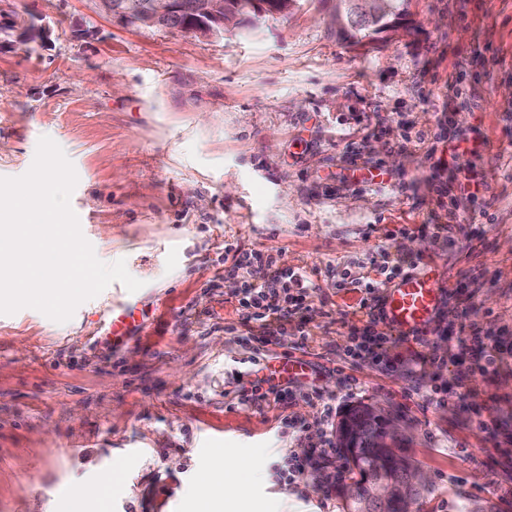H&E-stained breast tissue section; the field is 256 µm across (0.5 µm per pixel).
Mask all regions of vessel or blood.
Wrapping results in <instances>:
<instances>
[{"instance_id": "obj_1", "label": "vessel or blood", "mask_w": 512, "mask_h": 512, "mask_svg": "<svg viewBox=\"0 0 512 512\" xmlns=\"http://www.w3.org/2000/svg\"><path fill=\"white\" fill-rule=\"evenodd\" d=\"M441 299V278L436 265L430 263L385 289L378 303L377 314L394 334L417 336L430 326ZM136 327L134 306L113 312V340H124Z\"/></svg>"}]
</instances>
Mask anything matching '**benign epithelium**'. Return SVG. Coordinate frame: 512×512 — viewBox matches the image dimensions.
Masks as SVG:
<instances>
[{
    "label": "benign epithelium",
    "instance_id": "1",
    "mask_svg": "<svg viewBox=\"0 0 512 512\" xmlns=\"http://www.w3.org/2000/svg\"><path fill=\"white\" fill-rule=\"evenodd\" d=\"M351 5L363 18L388 26L397 21L390 0H352ZM183 10L182 0H144L138 23L161 27ZM192 12L200 32L208 36H222L245 24L258 28L282 15L268 0H237L233 5L224 0H196ZM365 422L382 424L375 439L376 454L366 462L354 450ZM409 437L401 417L377 401L352 405L340 414L335 426L336 445L347 453L355 470L367 474V492L363 495L350 481L336 486L346 512H380V507L391 501L399 502L402 512H416V501L428 486L429 477L407 452Z\"/></svg>",
    "mask_w": 512,
    "mask_h": 512
}]
</instances>
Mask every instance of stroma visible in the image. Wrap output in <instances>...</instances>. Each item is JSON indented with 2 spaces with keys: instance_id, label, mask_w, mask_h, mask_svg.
I'll list each match as a JSON object with an SVG mask.
<instances>
[{
  "instance_id": "obj_1",
  "label": "stroma",
  "mask_w": 512,
  "mask_h": 512,
  "mask_svg": "<svg viewBox=\"0 0 512 512\" xmlns=\"http://www.w3.org/2000/svg\"><path fill=\"white\" fill-rule=\"evenodd\" d=\"M335 5L203 37L97 0H0V177L52 138L84 238L143 283H111L64 323L0 315V512H60L82 477L105 487L82 512H188L218 448L263 472L248 512H343L323 471L287 485L271 465L333 436L324 405L369 399L409 426L424 512H512V0H408L365 47L337 37ZM32 16L48 36L29 47L8 27ZM460 136L478 151L450 157ZM429 258L448 292L426 335L347 363L352 328L388 333L360 307L367 280ZM274 266L305 300L264 345L241 322L243 285L272 287ZM131 296L142 325L113 342L110 312ZM461 336L482 341L471 359L491 346L495 369L461 366ZM293 351L317 366L318 396L297 381L242 403L250 360Z\"/></svg>"
}]
</instances>
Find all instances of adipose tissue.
Here are the masks:
<instances>
[{
    "label": "adipose tissue",
    "mask_w": 512,
    "mask_h": 512,
    "mask_svg": "<svg viewBox=\"0 0 512 512\" xmlns=\"http://www.w3.org/2000/svg\"><path fill=\"white\" fill-rule=\"evenodd\" d=\"M247 493L239 462L226 460L223 449H216L213 469L198 484L194 512H234Z\"/></svg>",
    "instance_id": "obj_1"
}]
</instances>
